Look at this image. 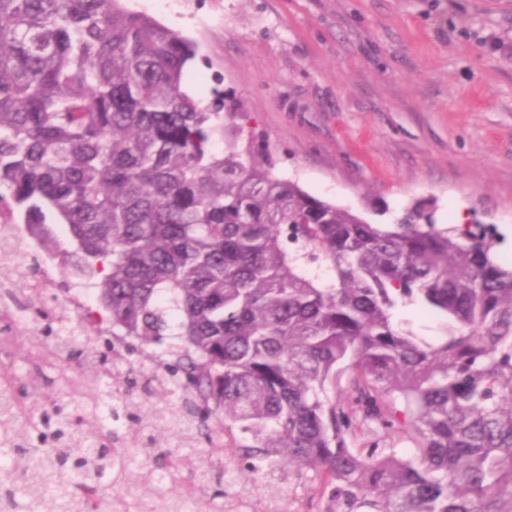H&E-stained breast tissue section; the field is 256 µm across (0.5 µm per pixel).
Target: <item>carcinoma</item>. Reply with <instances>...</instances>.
<instances>
[{
	"mask_svg": "<svg viewBox=\"0 0 512 512\" xmlns=\"http://www.w3.org/2000/svg\"><path fill=\"white\" fill-rule=\"evenodd\" d=\"M197 44L127 0H0V208L94 304L22 298L39 335L0 346V498L14 512H186L228 462L322 512H512V264L496 230L391 224L280 177ZM324 266V278L310 267ZM27 267L0 238V269ZM418 305L428 341L397 324ZM178 344L151 351L169 338ZM122 341L115 357L113 339ZM172 432L186 451H160ZM399 435L410 454L351 443ZM209 447L196 449L199 436ZM161 483H181L172 497ZM283 488L284 498L270 504L260 512H288V502L295 503L301 502L304 512H318L320 503L318 498L311 500L313 492L310 490L309 483L298 484V481L293 480L288 490V481L281 485ZM289 501H288V500Z\"/></svg>",
	"mask_w": 512,
	"mask_h": 512,
	"instance_id": "1",
	"label": "carcinoma"
}]
</instances>
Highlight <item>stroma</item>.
I'll use <instances>...</instances> for the list:
<instances>
[{
    "label": "stroma",
    "mask_w": 512,
    "mask_h": 512,
    "mask_svg": "<svg viewBox=\"0 0 512 512\" xmlns=\"http://www.w3.org/2000/svg\"><path fill=\"white\" fill-rule=\"evenodd\" d=\"M198 45L185 79L230 91L277 172L388 224L494 225L512 262V0H129Z\"/></svg>",
    "instance_id": "obj_1"
}]
</instances>
